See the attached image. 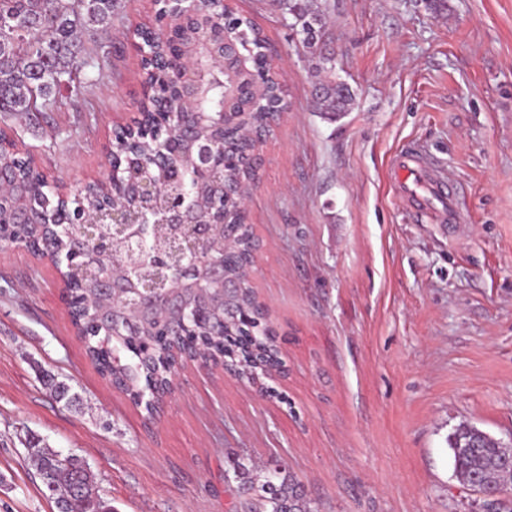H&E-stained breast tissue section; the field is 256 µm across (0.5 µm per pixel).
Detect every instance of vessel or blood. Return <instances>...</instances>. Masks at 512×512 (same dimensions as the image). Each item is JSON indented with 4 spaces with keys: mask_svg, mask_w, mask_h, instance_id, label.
I'll return each instance as SVG.
<instances>
[{
    "mask_svg": "<svg viewBox=\"0 0 512 512\" xmlns=\"http://www.w3.org/2000/svg\"><path fill=\"white\" fill-rule=\"evenodd\" d=\"M392 168L398 176V195L409 208L438 224L456 226L461 218L458 187L414 148L395 154Z\"/></svg>",
    "mask_w": 512,
    "mask_h": 512,
    "instance_id": "obj_1",
    "label": "vessel or blood"
}]
</instances>
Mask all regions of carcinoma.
Instances as JSON below:
<instances>
[{"instance_id":"obj_1","label":"carcinoma","mask_w":512,"mask_h":512,"mask_svg":"<svg viewBox=\"0 0 512 512\" xmlns=\"http://www.w3.org/2000/svg\"><path fill=\"white\" fill-rule=\"evenodd\" d=\"M284 13L291 16L289 28L299 36L307 53L316 59V69L327 76L314 87L315 109L325 119L334 122L350 110L354 94L344 81L333 77L335 58L324 51L325 15L327 8L315 0H279ZM118 0H0V115L15 117L51 112L57 93L65 87L80 96L93 93L97 78L89 70L98 66L93 49L91 29L106 26L118 11ZM239 30L254 56L264 58L265 40L252 22L237 17ZM165 40L157 44L156 54L172 57L190 42L191 32L173 24ZM140 75L151 89L152 99L162 103L167 112H177L181 100L171 87L170 71L153 61L140 62ZM243 85L251 87L246 97H237L233 109L224 117V150L239 158L253 147L252 141L237 134L241 127H251L269 133L271 114L264 110L270 101L285 96L280 84L271 78L260 81L248 74ZM140 128L127 140L114 142L116 151L135 152L144 162H150L166 128L157 121L154 106L141 107ZM171 164L181 173L179 188L192 190L202 186L200 195L208 198L224 195V231L229 233L230 254L224 257V276L237 283V289L224 296V305L203 304L199 290H213L203 267L184 278L172 289L179 306L169 308L165 302L155 304V314L137 308L135 296L129 303L117 306L103 318L94 307L106 298L104 283L97 278L82 276V267L73 269L70 320L83 341L86 354L99 373L107 376L131 400L144 403L148 416L159 411L170 390L171 376L187 359L202 358L214 363L237 366L252 373L265 374L282 365L275 335L260 310L255 289L249 278L259 242L252 225L244 222L238 197L230 187L255 180L253 172L235 164L224 168V190L210 188L199 182L185 161L174 159ZM36 164L32 154L21 155L0 145V170L10 174L19 185L30 182ZM104 184L91 183L66 201L55 193L32 199L5 198L7 212L33 205L45 214L50 224L62 208L69 212L91 209L98 202ZM22 243L49 239L52 249L71 251V237L58 234L51 237L45 226H26ZM114 269L126 272L134 282L151 273V258L142 264L127 267L123 263L124 246L117 243ZM51 386L54 398L67 408L76 407L81 397L55 376L43 375ZM454 470L463 484L487 494L500 490L504 473L501 449L497 443L482 439L468 424L459 425L449 436ZM28 454L45 486L54 498H69L67 512H114L96 492L95 476L84 461L71 455L40 447L34 443ZM224 481L236 482L250 496L249 512H318L308 499L304 486L291 475L278 469L269 470L260 481L251 469L239 460L224 471Z\"/></svg>"}]
</instances>
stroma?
Masks as SVG:
<instances>
[{"mask_svg": "<svg viewBox=\"0 0 512 512\" xmlns=\"http://www.w3.org/2000/svg\"><path fill=\"white\" fill-rule=\"evenodd\" d=\"M275 52L288 109L260 147L248 198L250 279L285 375L261 385L185 364L147 418L97 372L56 271L0 249V512H56L26 449L85 459L116 512H243L232 461L276 465L318 512H486L457 478L462 423L512 439V0H329L336 77L355 93L316 112L314 63L276 0H237ZM150 0H122L98 34L90 102L38 123L6 118L66 192L106 176L104 146L141 97L134 32ZM123 54H116V47ZM425 150L462 191L457 233L400 201L391 157ZM67 381L57 403L42 371ZM46 383L51 386L54 392L56 402H63L66 408L79 406L81 397L77 392H74L72 387L65 382H57L55 376L46 373L43 375Z\"/></svg>", "mask_w": 512, "mask_h": 512, "instance_id": "1", "label": "stroma"}]
</instances>
